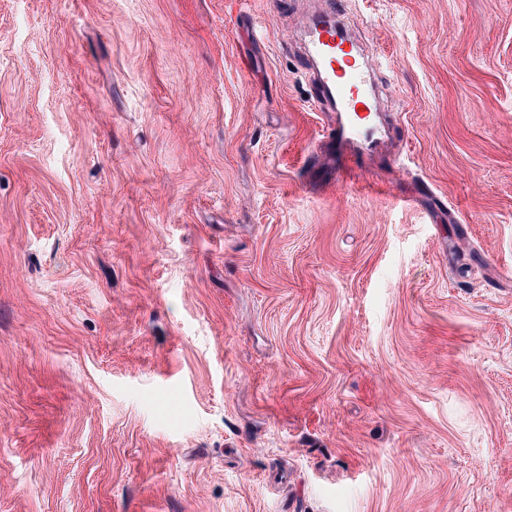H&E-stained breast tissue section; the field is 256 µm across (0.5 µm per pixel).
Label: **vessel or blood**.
<instances>
[{
  "instance_id": "b4317fda",
  "label": "vessel or blood",
  "mask_w": 512,
  "mask_h": 512,
  "mask_svg": "<svg viewBox=\"0 0 512 512\" xmlns=\"http://www.w3.org/2000/svg\"><path fill=\"white\" fill-rule=\"evenodd\" d=\"M335 15L331 8L315 13L308 52L324 95L338 109L335 125L327 130L338 160L337 174L352 181L360 176L367 152L380 143L382 128L371 118L376 105L369 94L372 79L367 61Z\"/></svg>"
}]
</instances>
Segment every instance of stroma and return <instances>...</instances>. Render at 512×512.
Instances as JSON below:
<instances>
[{
  "label": "stroma",
  "mask_w": 512,
  "mask_h": 512,
  "mask_svg": "<svg viewBox=\"0 0 512 512\" xmlns=\"http://www.w3.org/2000/svg\"><path fill=\"white\" fill-rule=\"evenodd\" d=\"M0 0V512H512V0ZM334 8L314 14L309 57L325 96L338 109L336 125L327 130L328 143L338 160L337 174L353 181L364 169L368 151L382 137V127L373 123L370 112H377L369 89L372 79L367 61L357 43L335 20Z\"/></svg>",
  "instance_id": "35a3bbf8"
}]
</instances>
